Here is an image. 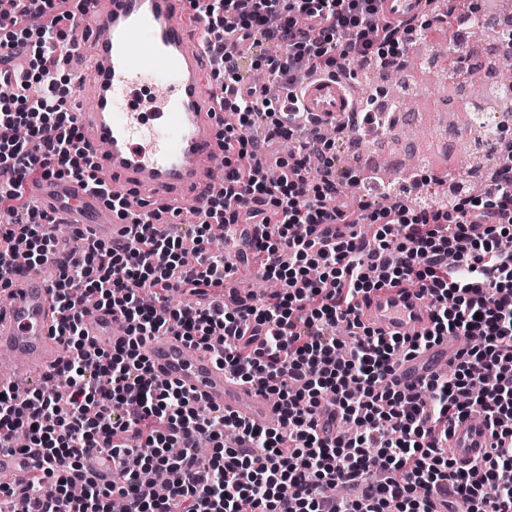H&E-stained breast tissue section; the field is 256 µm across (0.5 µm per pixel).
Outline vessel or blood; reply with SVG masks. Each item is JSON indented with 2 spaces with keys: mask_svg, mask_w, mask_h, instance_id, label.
<instances>
[{
  "mask_svg": "<svg viewBox=\"0 0 512 512\" xmlns=\"http://www.w3.org/2000/svg\"><path fill=\"white\" fill-rule=\"evenodd\" d=\"M387 19L408 20L422 9L421 0H382ZM185 0H89L84 33L89 45L76 72L77 96H92L94 109L77 115L86 143L100 149L99 178L116 194H133L146 203L149 219L167 220L179 201L193 198L204 206L221 189L215 168L223 157L216 127L224 114V94L206 84L209 33L202 21L186 23ZM305 117L331 123L351 111L345 82L307 79L297 90ZM27 192L41 208L64 220L77 242H118L128 237L102 196L68 179H32ZM363 323L384 336H412L431 322L425 292L384 286L361 300ZM62 314L48 279L25 274L0 290V347L14 360L0 367V387L22 383L36 368L50 367L59 357L54 334ZM116 319L89 308L84 326L96 349L112 344ZM151 368L161 379L189 391L201 404L233 411L248 422L272 426L274 407L258 389L241 384L211 355L168 333L145 344ZM441 343L403 360L399 382L410 385L435 373L453 355ZM493 438L480 415L456 420L448 446L458 465L482 457ZM39 461L29 454L0 452V482L26 484Z\"/></svg>",
  "mask_w": 512,
  "mask_h": 512,
  "instance_id": "obj_1",
  "label": "vessel or blood"
}]
</instances>
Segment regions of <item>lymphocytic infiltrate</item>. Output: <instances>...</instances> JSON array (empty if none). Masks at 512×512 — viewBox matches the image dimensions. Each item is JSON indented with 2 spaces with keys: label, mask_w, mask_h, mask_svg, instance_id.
Returning <instances> with one entry per match:
<instances>
[{
  "label": "lymphocytic infiltrate",
  "mask_w": 512,
  "mask_h": 512,
  "mask_svg": "<svg viewBox=\"0 0 512 512\" xmlns=\"http://www.w3.org/2000/svg\"><path fill=\"white\" fill-rule=\"evenodd\" d=\"M86 0H0L19 31L0 38V69L14 92L0 100V127L26 130L0 140V289L30 264L53 267L63 313V348L49 370L53 390L0 393V451L40 456L45 480L0 485V502L27 512H512V144L490 145V174L473 195L450 187L424 202L435 176L402 179L391 206L371 208L351 176L336 174V146L301 124L297 86L340 78L350 65L388 70L430 26L429 10L409 21L380 18L381 0H190L215 40L213 74L238 87L225 101L224 190L184 232L147 224L123 204L124 243L90 241L69 264H53L63 241L56 220L31 204L36 177L96 183V167L58 73L73 45L67 28ZM232 30L249 46L224 48ZM38 55H31L29 36ZM294 144L289 158L262 164L271 140ZM265 227L250 235L251 225ZM236 240V255L212 251L213 226ZM254 254L273 287L267 300L231 307L219 295L238 260ZM422 287L433 325L425 334L384 338L358 319L360 298L381 285ZM192 296L172 305L175 291ZM118 314L123 337L104 351L86 343L87 305ZM349 331L339 339L337 326ZM172 332L205 348L241 382L268 396L276 427L202 408L182 387L159 382L148 337ZM465 339L449 373L417 386L395 382L399 361L445 339ZM481 414L493 448L460 467L446 448L449 424ZM91 454L119 465L106 482L85 470ZM162 471L157 494L143 472Z\"/></svg>",
  "instance_id": "f902f5d3"
}]
</instances>
